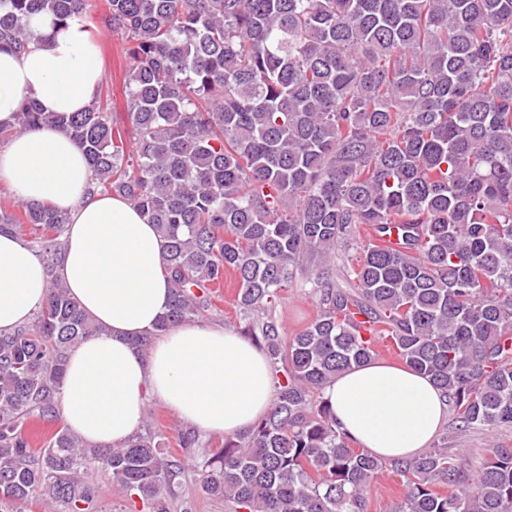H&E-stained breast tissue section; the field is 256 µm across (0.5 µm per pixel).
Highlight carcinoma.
Masks as SVG:
<instances>
[{"label":"carcinoma","mask_w":512,"mask_h":512,"mask_svg":"<svg viewBox=\"0 0 512 512\" xmlns=\"http://www.w3.org/2000/svg\"><path fill=\"white\" fill-rule=\"evenodd\" d=\"M92 0H0V51H22L29 19L85 18ZM130 60L133 146L104 94L84 112L26 100L0 144L55 124L83 149L92 188L129 199L165 242L171 304L152 336L198 319L229 277L277 378L269 413L193 465L231 512H367L379 474L404 487L396 512H512V448L470 478L447 446L385 463L353 447L324 399L380 340L448 398L460 429L512 425V0H106ZM30 224L50 296L0 334V504L37 494L50 512H91L92 471L128 512H170L185 473L148 423L123 448L55 422L67 359L100 330L57 275L67 217L0 198V231ZM371 226L351 268L325 269ZM311 266L317 316L293 336L265 315ZM446 485L447 494L437 491Z\"/></svg>","instance_id":"obj_1"}]
</instances>
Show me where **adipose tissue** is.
Returning <instances> with one entry per match:
<instances>
[{"mask_svg": "<svg viewBox=\"0 0 512 512\" xmlns=\"http://www.w3.org/2000/svg\"><path fill=\"white\" fill-rule=\"evenodd\" d=\"M26 51H0V125L13 123L26 98L46 113L81 112L98 96L103 65L81 19L61 25L34 16ZM81 147L52 125L29 129L0 147V188L66 214L58 272L71 297L100 326L72 348L60 414L88 445L118 448L138 431L150 402L192 428L234 438L267 413L272 375L263 349L219 326L187 323L155 335L171 301L164 242L122 197L92 190ZM49 297L45 265L29 245L0 234V333L28 323ZM341 431L384 459L429 446L448 415L443 393L406 363L371 361L324 389Z\"/></svg>", "mask_w": 512, "mask_h": 512, "instance_id": "1", "label": "adipose tissue"}]
</instances>
